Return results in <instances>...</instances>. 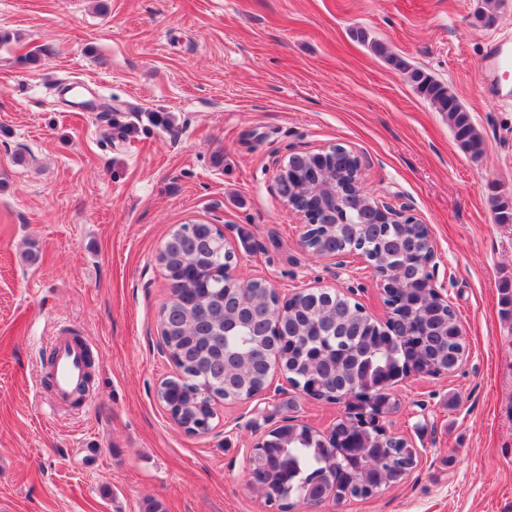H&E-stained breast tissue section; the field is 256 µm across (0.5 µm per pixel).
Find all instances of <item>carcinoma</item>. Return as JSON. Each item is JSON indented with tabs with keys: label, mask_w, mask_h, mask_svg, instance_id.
I'll use <instances>...</instances> for the list:
<instances>
[{
	"label": "carcinoma",
	"mask_w": 512,
	"mask_h": 512,
	"mask_svg": "<svg viewBox=\"0 0 512 512\" xmlns=\"http://www.w3.org/2000/svg\"><path fill=\"white\" fill-rule=\"evenodd\" d=\"M354 36L370 42L376 54L401 71L446 116L463 152L474 159L483 155V138L448 85L389 53L382 43L368 40L365 30H355ZM292 166L301 179L312 180L323 163L317 156H300ZM354 171L351 160L336 162V183L345 185ZM490 202L495 220L512 224V201L494 192ZM336 214L346 216L348 223L336 225L332 215L322 216L323 226L309 242L311 254L365 247L376 262L404 267L403 288H411L417 270L413 246L421 240L417 227L377 224L368 207L347 192L336 197ZM204 231L203 226L189 234L172 231L168 249L159 257L176 296L163 307L160 327L171 359L184 367V379L171 378L158 398L174 396L184 419L207 418L212 424L216 412L203 386L220 388L228 402L261 387L274 362L268 336L272 335L275 305L262 280L227 286L208 276L216 244L202 243ZM412 321L419 331L415 346L406 340L407 325L402 319L391 321L395 335L385 342L378 334L380 324L343 298L305 294L288 307L283 318L288 356L282 357L288 378L317 380L325 389V399L344 403L345 415L334 425L332 442L305 426L284 427L273 437L274 443L264 448L254 466L268 506L283 509L293 499L322 502L334 491L338 499L343 493L367 498L406 477L415 463L406 440L364 427V421L353 415L356 405L349 402L348 394L362 384L376 387L368 410L386 414L396 408V402L383 388L409 365L420 362L430 370L456 363L464 343L455 335L457 319L452 306L427 294L414 306ZM390 457L398 466L388 465Z\"/></svg>",
	"instance_id": "cac0c4a2"
}]
</instances>
